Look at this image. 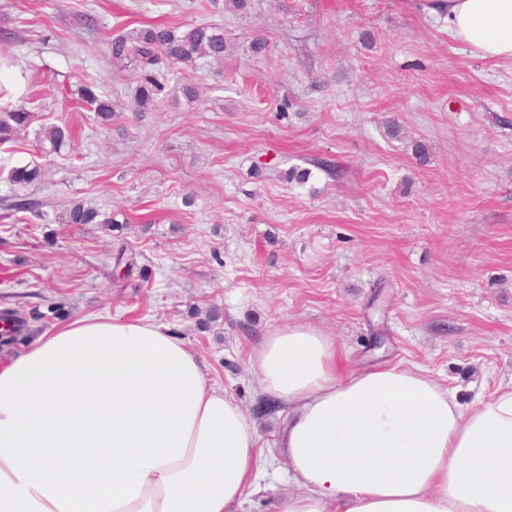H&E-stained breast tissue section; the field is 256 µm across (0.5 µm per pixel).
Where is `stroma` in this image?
Masks as SVG:
<instances>
[{
	"mask_svg": "<svg viewBox=\"0 0 512 512\" xmlns=\"http://www.w3.org/2000/svg\"><path fill=\"white\" fill-rule=\"evenodd\" d=\"M432 3L0 0L15 36L0 105L35 115L0 147V197L12 168L37 165L26 195L124 217L0 219V309L39 308L38 336L88 313L169 328L278 459L285 411L249 360L288 323L334 336L351 367L421 364L465 402L511 383L512 64L476 57ZM155 24L220 26L226 51L176 65L195 99L175 90L136 112L139 75L112 66L106 44ZM86 83L112 102L111 124L80 101ZM64 124L74 147L43 151L41 129ZM292 167L308 181L286 182ZM121 245L150 272L142 288L114 268ZM292 490L268 478L239 512H276ZM66 224H119L112 214L86 205L84 202H73L66 209Z\"/></svg>",
	"mask_w": 512,
	"mask_h": 512,
	"instance_id": "stroma-1",
	"label": "stroma"
}]
</instances>
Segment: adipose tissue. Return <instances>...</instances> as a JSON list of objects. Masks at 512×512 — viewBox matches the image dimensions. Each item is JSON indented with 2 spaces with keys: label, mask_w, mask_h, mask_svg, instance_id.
I'll return each instance as SVG.
<instances>
[{
  "label": "adipose tissue",
  "mask_w": 512,
  "mask_h": 512,
  "mask_svg": "<svg viewBox=\"0 0 512 512\" xmlns=\"http://www.w3.org/2000/svg\"><path fill=\"white\" fill-rule=\"evenodd\" d=\"M512 62V0H438ZM298 324L251 360L287 409L277 512H512V386L460 402L417 364L350 368ZM273 464L240 404L149 319L81 315L0 359V512H237Z\"/></svg>",
  "instance_id": "ef3b65f1"
}]
</instances>
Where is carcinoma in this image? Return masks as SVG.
<instances>
[{"instance_id":"carcinoma-1","label":"carcinoma","mask_w":512,"mask_h":512,"mask_svg":"<svg viewBox=\"0 0 512 512\" xmlns=\"http://www.w3.org/2000/svg\"><path fill=\"white\" fill-rule=\"evenodd\" d=\"M224 33L214 25H198L182 28L180 26L152 25L134 28L117 35L107 43V50L115 63L125 67L132 66L140 72V85L135 94L138 111L147 112L154 107L159 97L166 93L168 79L159 71L162 60L173 64L193 65L197 61L210 58L219 61L224 58ZM83 101L93 108L102 122L111 121L113 113L107 101L99 98L93 87L86 85L81 90ZM31 121V112L24 106L15 107L0 113V146L14 140L21 130ZM74 134L67 126H52L43 131L42 142L50 146V151L58 153L71 145ZM41 169L38 166L25 165L10 170L8 181L13 189H21L39 181ZM0 201L4 208L14 212H25L40 221L47 220L44 211L46 203L27 195L14 193ZM67 224H114L111 214L83 202H73L66 209ZM115 267L125 269V275H133L137 268L134 256L120 245L113 254ZM139 269V268H137ZM141 280L148 279L146 269L138 272ZM0 320L7 324L3 330L1 347H9L28 335V321L21 307H5L0 310Z\"/></svg>"}]
</instances>
